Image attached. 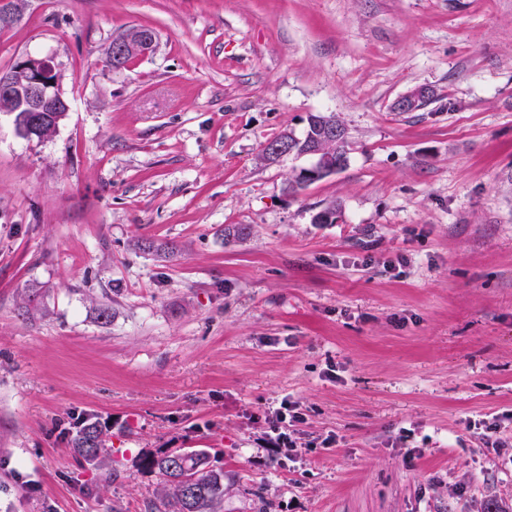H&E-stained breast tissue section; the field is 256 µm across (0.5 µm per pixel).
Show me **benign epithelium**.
Segmentation results:
<instances>
[{
  "label": "benign epithelium",
  "instance_id": "7a95c632",
  "mask_svg": "<svg viewBox=\"0 0 512 512\" xmlns=\"http://www.w3.org/2000/svg\"><path fill=\"white\" fill-rule=\"evenodd\" d=\"M24 0H0V28H9L20 22ZM155 37L139 28L112 41L108 56L116 61L135 58L152 48ZM60 66L53 56H34L27 54L19 58L11 67L0 70V101L8 104L5 109L10 115L22 112L32 129L41 126L44 113H58L62 120L70 110L68 99L60 89ZM434 97V90L428 86H419L397 97L392 103L397 112L413 109L420 100ZM318 135L308 142L305 154L314 158L308 167L314 177L333 174L339 170L341 158L325 155L320 143L325 140L341 141L346 138V130L336 126L334 120L326 119L317 127ZM297 137L286 132L277 143L266 145L263 156L269 162H276L290 154V147Z\"/></svg>",
  "mask_w": 512,
  "mask_h": 512
}]
</instances>
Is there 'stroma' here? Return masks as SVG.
<instances>
[{"mask_svg":"<svg viewBox=\"0 0 512 512\" xmlns=\"http://www.w3.org/2000/svg\"><path fill=\"white\" fill-rule=\"evenodd\" d=\"M26 54L70 110L0 112V512H149L161 450L208 453L214 512L512 507V0H26ZM318 112L348 164L288 193L311 157L262 150ZM154 42V36H151L149 33H146L139 28L131 29L126 34L113 40L111 47L108 49V56L113 60V62L115 63L116 60H123L124 58L129 57V59L122 63L120 68L113 63L114 69H124L131 60L130 58H135L145 54L152 48ZM434 97V90L428 86H419L397 97L392 103L396 112L412 110L420 100ZM103 444V432L97 421H85L73 440V448L87 460L95 459Z\"/></svg>","mask_w":512,"mask_h":512,"instance_id":"35a3bbf8","label":"stroma"}]
</instances>
